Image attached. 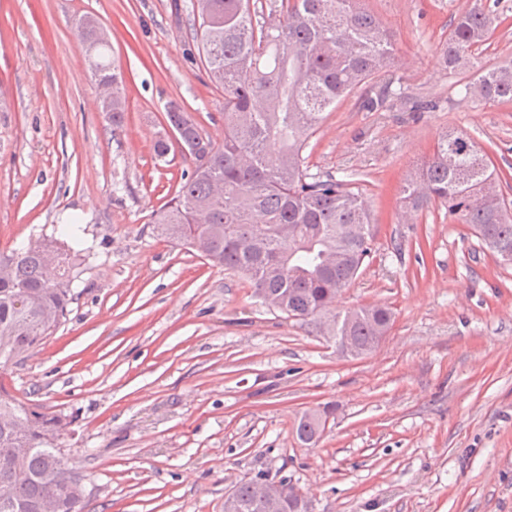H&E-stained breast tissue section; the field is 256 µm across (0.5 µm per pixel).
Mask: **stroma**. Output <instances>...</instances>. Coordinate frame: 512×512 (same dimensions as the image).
<instances>
[{"instance_id":"35a3bbf8","label":"stroma","mask_w":512,"mask_h":512,"mask_svg":"<svg viewBox=\"0 0 512 512\" xmlns=\"http://www.w3.org/2000/svg\"><path fill=\"white\" fill-rule=\"evenodd\" d=\"M192 0H0V254L72 227L89 255L54 333L0 369L15 395L69 415L85 512H224L261 474L288 477L311 512H512V266L432 206L402 215L400 187L445 131L467 133L512 182V102L463 98L477 69L512 61V0L472 65L441 59L468 0H365L394 33L384 111L349 97L304 151L311 172L356 175L372 253L338 299L389 305V336L341 357L254 296L238 272L156 237L150 217L190 172L166 157L178 101L215 144L224 91L194 35ZM97 18L127 101L112 129L77 20ZM438 97L433 112L409 101ZM330 409L311 445L307 411ZM323 428L321 423L315 420L312 413L305 412L296 424L295 433L302 443L310 444L315 442Z\"/></svg>"}]
</instances>
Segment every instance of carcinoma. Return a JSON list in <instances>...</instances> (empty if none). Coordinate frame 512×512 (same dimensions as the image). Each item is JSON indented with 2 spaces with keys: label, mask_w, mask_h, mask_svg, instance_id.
Segmentation results:
<instances>
[{
  "label": "carcinoma",
  "mask_w": 512,
  "mask_h": 512,
  "mask_svg": "<svg viewBox=\"0 0 512 512\" xmlns=\"http://www.w3.org/2000/svg\"><path fill=\"white\" fill-rule=\"evenodd\" d=\"M266 9L283 21H264ZM193 17L211 81L224 89V143L206 138L183 107L166 110L194 168L151 223L159 236L200 248L212 266L243 273L264 301L285 298L286 314L320 334L319 312L336 306L370 257L373 224L355 180L310 173L303 152L323 114L376 79L384 88L364 94L362 107L383 110L395 82L394 42L363 0H203ZM81 24L95 44V72L112 80L105 112L116 129L126 112L121 69L107 59L95 20ZM496 28L497 17L484 8L461 13L444 44L445 64L469 62ZM463 90L467 98L512 102V63L463 83ZM272 142L279 147L274 159ZM401 194L414 212L444 207L493 256L496 245L512 251V202L493 161L470 136L442 135ZM354 224L364 226L365 237L349 236ZM48 254L59 257L57 267L46 264ZM76 256L53 238L0 255L8 263L0 275L1 368L40 345L66 316ZM342 315L338 335L358 351L373 348L394 321L385 305ZM70 424L0 383V498L20 512H85L88 494L69 485L64 457L49 441ZM322 430L308 412L295 427L304 444ZM234 495L240 512H262L250 481H240Z\"/></svg>",
  "instance_id": "carcinoma-1"
}]
</instances>
